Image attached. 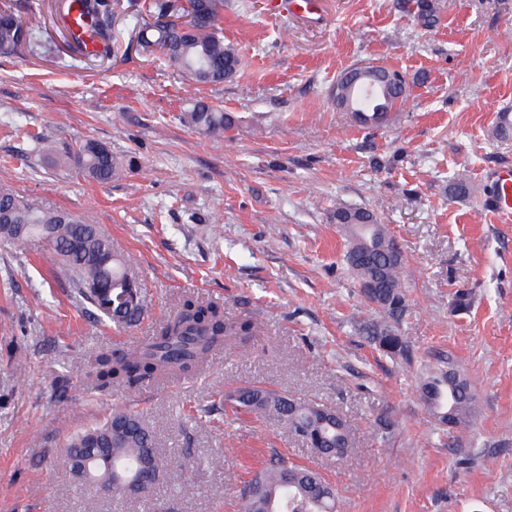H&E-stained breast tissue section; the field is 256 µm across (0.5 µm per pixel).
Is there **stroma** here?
Instances as JSON below:
<instances>
[{
    "label": "stroma",
    "mask_w": 512,
    "mask_h": 512,
    "mask_svg": "<svg viewBox=\"0 0 512 512\" xmlns=\"http://www.w3.org/2000/svg\"><path fill=\"white\" fill-rule=\"evenodd\" d=\"M56 2L0 0L41 14L47 47L0 54V183L92 215L131 256L145 314L126 329L88 316L47 243L0 246V512H237L243 482L280 456L332 482L339 512H512V221L488 183L512 168V139L492 135L512 113V0H435L430 28L396 0H319L308 16L284 0H229L224 40L241 70L200 87L138 50L123 8L111 41L88 52ZM368 63L400 71L410 91L369 127L332 96ZM198 99L235 118L230 137L184 126ZM89 140L122 161L120 178L52 163ZM458 181L468 190L455 196ZM339 206L372 212L398 243L407 357L367 332L381 316L344 260ZM187 296L252 314L271 345L136 393L85 385L91 355L148 339ZM445 357L475 393L460 426L420 397ZM254 382L335 411L354 450L321 456L275 419L225 409ZM116 407L155 431L164 469L152 499L96 494L65 474L68 437Z\"/></svg>",
    "instance_id": "35a3bbf8"
}]
</instances>
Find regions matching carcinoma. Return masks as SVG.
<instances>
[{
	"label": "carcinoma",
	"mask_w": 512,
	"mask_h": 512,
	"mask_svg": "<svg viewBox=\"0 0 512 512\" xmlns=\"http://www.w3.org/2000/svg\"><path fill=\"white\" fill-rule=\"evenodd\" d=\"M83 14L90 17L95 35L112 38L113 12L107 0H80ZM190 8L179 0H149L150 19L138 24L137 46L145 54L159 52L174 67L179 79L189 85L221 83L235 76L241 66L238 49L224 42L221 27L225 0H189ZM418 21L430 28L437 19L433 0H415ZM40 16L26 18L10 9L0 10V53L28 48L38 51L42 44ZM386 82L373 87V106L392 110L405 104L408 90L398 71L380 67ZM363 78L350 85L338 81L334 98L342 109H362ZM182 122L195 132L213 138L224 136L233 118L202 101L182 114ZM497 139L512 137V113L498 115L492 129ZM58 165L73 168L90 181L110 183L121 176L122 164L107 147L86 142L58 159ZM348 241L347 253L360 243L359 235L377 238L378 252L370 265H350L357 282H380V300L401 304V310L382 309L386 321L373 329L379 348L402 356L407 346L400 324L408 310L406 283L402 278V257L398 245L385 225L362 209L336 207L333 215ZM39 237L60 258L73 278L90 312L118 326H131L143 315L140 302L126 299L131 280V259L112 249L105 231L87 214L40 207L20 196L10 186L0 184V244H20ZM259 323L251 318L230 319L221 308L185 297L179 311L164 322L156 335L140 346L127 350L102 348L92 355L83 370L86 385L103 391L114 384L136 390L174 376H189L199 371L220 349L241 346L256 340ZM422 398L435 413L453 410L454 424L469 418L473 394L452 367L443 363L429 369L421 382ZM288 393L256 384L240 386L226 396L238 413H254L304 423L310 435L332 436L335 430L324 422L323 405L314 401L284 402ZM129 429L113 424V417L76 435L67 442L71 448L83 445L91 436L102 441L104 451L97 460L98 474L114 467L130 472L163 468L164 459L156 448L155 435L137 414L117 409ZM239 512H337L336 494L331 484L315 470L288 463L280 458L256 471L238 494Z\"/></svg>",
	"instance_id": "obj_1"
}]
</instances>
